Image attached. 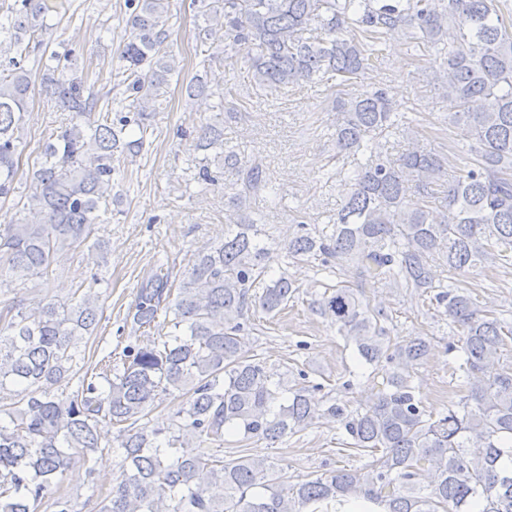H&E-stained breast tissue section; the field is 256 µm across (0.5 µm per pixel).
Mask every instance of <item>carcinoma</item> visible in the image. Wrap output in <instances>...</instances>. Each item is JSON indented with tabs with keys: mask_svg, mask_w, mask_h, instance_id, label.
<instances>
[{
	"mask_svg": "<svg viewBox=\"0 0 512 512\" xmlns=\"http://www.w3.org/2000/svg\"><path fill=\"white\" fill-rule=\"evenodd\" d=\"M174 0H124L126 38L100 93L68 77L76 51L47 52L48 17L66 0H3L0 10V202L18 193L25 148L26 100L38 83L69 124L49 133L25 192L19 219L0 222V288L35 281L46 295L0 310V512H37L70 468L76 449L90 480L97 454L120 457L110 497L98 512H307L363 497L386 512H512V365L493 375L512 347V322L481 308L466 288L435 291V263L464 275L479 266L512 265V31L496 0H192L204 16L195 32L202 72L187 99L240 101L300 83L344 85L376 68L375 42L401 30L446 46L434 87L448 101L450 123L469 141L465 169L448 179L447 159L424 147L391 158L375 134L399 129L387 90H351L333 100L336 151L362 153L351 191L332 231L296 221L288 259H336L354 282L327 285L316 301L357 356L381 375L382 387L354 409L316 398L323 385L288 379L252 350L257 311L277 314L297 287L270 275L262 244L265 217L228 225L224 238L198 250L181 274L146 275L136 288L127 344L79 373L102 315L99 269L108 264L99 236L112 211V189L152 145L151 102L179 75L169 45ZM247 65L233 81L211 83L215 68ZM236 168L241 205L275 188L255 163L224 147V129L196 130L202 155L194 179L216 185L210 151ZM446 181L444 214L430 210L431 185ZM89 245L96 266L88 285L64 301L49 294L56 267ZM433 294L461 333L448 344L469 395L434 413L411 384L431 351L422 336L391 339L382 308L364 297L369 285ZM163 321H158L159 314ZM78 376L77 389L61 383ZM185 401L165 427L150 414L164 398ZM324 417L340 423L351 445L372 457L360 470H333L294 480L269 456L224 458L226 437L272 446ZM115 428L102 444L101 421ZM210 447L205 448L203 444Z\"/></svg>",
	"mask_w": 512,
	"mask_h": 512,
	"instance_id": "1",
	"label": "carcinoma"
}]
</instances>
